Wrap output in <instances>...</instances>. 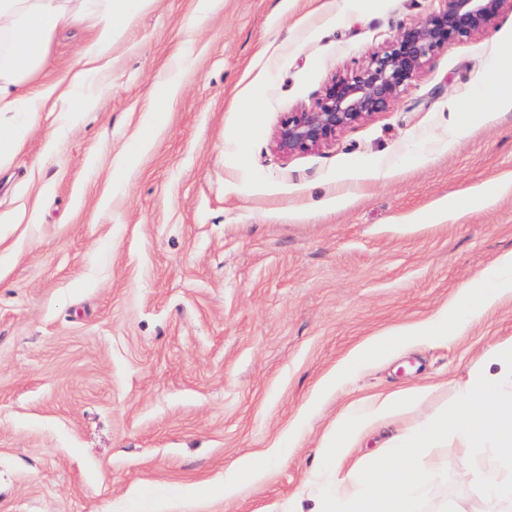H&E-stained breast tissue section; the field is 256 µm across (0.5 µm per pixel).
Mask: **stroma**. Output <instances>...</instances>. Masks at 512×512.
Listing matches in <instances>:
<instances>
[{"label": "stroma", "mask_w": 512, "mask_h": 512, "mask_svg": "<svg viewBox=\"0 0 512 512\" xmlns=\"http://www.w3.org/2000/svg\"><path fill=\"white\" fill-rule=\"evenodd\" d=\"M196 2L147 0L100 84L76 88L91 105L0 117L28 124L0 163V512H151L156 497L165 512H287L346 404L435 388L367 431L349 468L452 407L512 337L509 297L453 340L321 387L361 343L435 317L512 251V110L480 111L463 135L451 112L512 53V10L434 55L390 110L284 157V113L439 0H219L198 23ZM95 32L59 28L35 85L73 73ZM272 448L288 460L225 501L237 460ZM427 459L439 478L421 512H485L463 468L495 455L448 438ZM197 486L211 495L189 496Z\"/></svg>", "instance_id": "obj_1"}]
</instances>
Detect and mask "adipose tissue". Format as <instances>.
Returning <instances> with one entry per match:
<instances>
[{"label": "adipose tissue", "mask_w": 512, "mask_h": 512, "mask_svg": "<svg viewBox=\"0 0 512 512\" xmlns=\"http://www.w3.org/2000/svg\"><path fill=\"white\" fill-rule=\"evenodd\" d=\"M145 0H0V113L41 111L44 94L32 84L47 61L48 44L64 22L99 18L95 39L83 50L74 79L86 82L101 75L103 62L125 24ZM512 295V252L501 255L481 279L460 288L438 318L383 332L362 344L336 370L347 377L365 364L388 357L401 343L416 344L456 336L461 307L485 310ZM426 385L378 394L350 403L336 419L323 444L324 464L313 470L310 512H419L435 477L423 463L427 449L455 437L463 450L491 449L500 466L492 472L465 469L464 475L485 495L512 508V338L489 349L468 372L458 405L419 424L407 438L387 448L370 467L342 469L345 456L375 425L402 417L430 394Z\"/></svg>", "instance_id": "obj_1"}]
</instances>
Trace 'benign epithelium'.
Listing matches in <instances>:
<instances>
[{"mask_svg":"<svg viewBox=\"0 0 512 512\" xmlns=\"http://www.w3.org/2000/svg\"><path fill=\"white\" fill-rule=\"evenodd\" d=\"M418 23L400 28L356 69L333 76L315 104L281 118L276 150L289 156L336 141L345 129L395 105L427 61L448 45L485 32L512 0H440Z\"/></svg>","mask_w":512,"mask_h":512,"instance_id":"obj_1","label":"benign epithelium"}]
</instances>
